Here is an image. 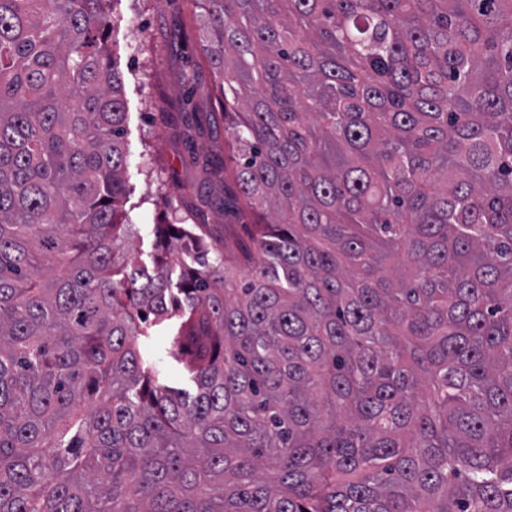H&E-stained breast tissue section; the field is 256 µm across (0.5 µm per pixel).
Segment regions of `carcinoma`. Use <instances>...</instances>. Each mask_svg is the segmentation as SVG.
Here are the masks:
<instances>
[{
    "label": "carcinoma",
    "instance_id": "cac0c4a2",
    "mask_svg": "<svg viewBox=\"0 0 512 512\" xmlns=\"http://www.w3.org/2000/svg\"><path fill=\"white\" fill-rule=\"evenodd\" d=\"M106 2L0 0V512H512V0H198L267 222L151 272ZM147 352L151 357L155 368L160 372V374L164 375L173 386L183 384L179 371L169 363V358L160 343L155 342L147 348Z\"/></svg>",
    "mask_w": 512,
    "mask_h": 512
}]
</instances>
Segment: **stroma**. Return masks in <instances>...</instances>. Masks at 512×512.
I'll use <instances>...</instances> for the list:
<instances>
[{
  "instance_id": "35a3bbf8",
  "label": "stroma",
  "mask_w": 512,
  "mask_h": 512,
  "mask_svg": "<svg viewBox=\"0 0 512 512\" xmlns=\"http://www.w3.org/2000/svg\"><path fill=\"white\" fill-rule=\"evenodd\" d=\"M111 57L122 76L127 194L134 262H149L157 225L191 217L212 239L246 238L253 216L224 190L208 158L229 160L219 89L204 54L202 11L192 0H109Z\"/></svg>"
}]
</instances>
